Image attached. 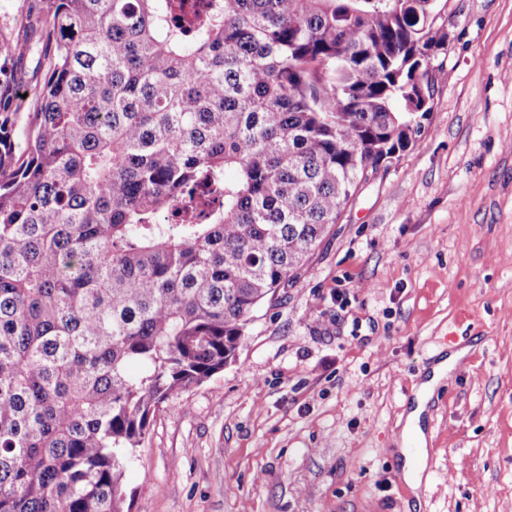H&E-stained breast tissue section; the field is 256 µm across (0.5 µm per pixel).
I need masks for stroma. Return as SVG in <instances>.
Wrapping results in <instances>:
<instances>
[{"label": "stroma", "instance_id": "obj_1", "mask_svg": "<svg viewBox=\"0 0 512 512\" xmlns=\"http://www.w3.org/2000/svg\"><path fill=\"white\" fill-rule=\"evenodd\" d=\"M448 47L416 142L364 184L222 372L167 401L131 512H512V0H438ZM37 0H0V118L46 73ZM422 414L420 494L401 415ZM453 361V358H449L448 360L440 363L438 367L434 369V375L431 380L421 383L419 391H420V404L417 409L412 411L405 418L402 436L404 439H412L417 445L420 446L419 449V457L417 459H411L406 456L404 467H405V476L408 484L412 488V490L416 493V491L420 488L422 473L424 471V465L422 460L426 455V441L425 435L421 430L419 425V416L423 410L422 404L430 398L434 392V388L436 387L438 381L442 377L443 370L445 365L448 362Z\"/></svg>", "mask_w": 512, "mask_h": 512}]
</instances>
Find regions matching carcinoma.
Listing matches in <instances>:
<instances>
[{"label":"carcinoma","mask_w":512,"mask_h":512,"mask_svg":"<svg viewBox=\"0 0 512 512\" xmlns=\"http://www.w3.org/2000/svg\"><path fill=\"white\" fill-rule=\"evenodd\" d=\"M42 0L47 73L0 164V512H130L156 411L236 356L414 143L436 0Z\"/></svg>","instance_id":"cac0c4a2"}]
</instances>
